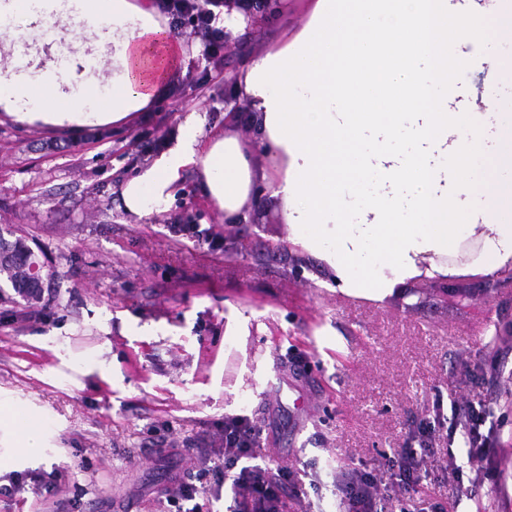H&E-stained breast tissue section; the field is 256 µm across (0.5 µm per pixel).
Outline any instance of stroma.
I'll use <instances>...</instances> for the list:
<instances>
[{"mask_svg":"<svg viewBox=\"0 0 512 512\" xmlns=\"http://www.w3.org/2000/svg\"><path fill=\"white\" fill-rule=\"evenodd\" d=\"M307 19L306 0H284L211 71L177 30L152 106L103 136L0 112V230L44 252L56 287L39 316L0 302V413L32 418L41 440L25 450L0 416V480L54 470L60 487L0 496V512H178L174 476L212 482L230 415L263 424L271 469L300 472L290 512H334L344 471L417 446L439 398L496 401L503 477L461 507L512 512L511 275L413 281L417 305L380 304L337 293L269 196L225 223L189 168L163 211L121 206L189 113L203 138L223 133L225 75ZM466 51L468 88L512 60V37L475 35ZM187 216L198 236L174 231Z\"/></svg>","mask_w":512,"mask_h":512,"instance_id":"obj_1","label":"stroma"}]
</instances>
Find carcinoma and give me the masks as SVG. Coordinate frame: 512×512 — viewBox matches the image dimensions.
<instances>
[{"mask_svg": "<svg viewBox=\"0 0 512 512\" xmlns=\"http://www.w3.org/2000/svg\"><path fill=\"white\" fill-rule=\"evenodd\" d=\"M38 256L21 237L10 241L0 234V300L24 302L29 313L40 315L49 305L43 300V284L32 275Z\"/></svg>", "mask_w": 512, "mask_h": 512, "instance_id": "obj_1", "label": "carcinoma"}]
</instances>
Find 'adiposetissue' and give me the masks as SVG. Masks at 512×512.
<instances>
[{"label":"adipose tissue","instance_id":"adipose-tissue-1","mask_svg":"<svg viewBox=\"0 0 512 512\" xmlns=\"http://www.w3.org/2000/svg\"><path fill=\"white\" fill-rule=\"evenodd\" d=\"M492 38L512 30V0H312L306 25L251 56L236 89L252 106L201 140L190 113L174 142L120 193L125 212L162 211L195 167L226 223L259 203L281 206L291 244L319 258L342 292L412 303L410 281L512 270V115L494 117L500 148L481 150L488 113L449 111V72L473 16ZM180 47L154 0H0V112L15 123L81 131L147 108ZM345 100L337 108V100ZM255 132L242 139L239 123ZM271 167L253 165L256 149ZM453 155L478 160L480 181ZM487 207L466 198L487 188ZM363 203L358 219L346 199Z\"/></svg>","mask_w":512,"mask_h":512}]
</instances>
